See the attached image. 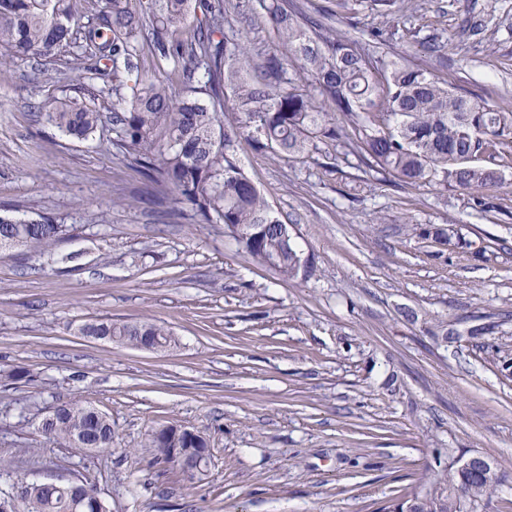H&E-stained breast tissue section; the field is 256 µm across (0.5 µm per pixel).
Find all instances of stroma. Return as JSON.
Returning a JSON list of instances; mask_svg holds the SVG:
<instances>
[{"label": "stroma", "mask_w": 512, "mask_h": 512, "mask_svg": "<svg viewBox=\"0 0 512 512\" xmlns=\"http://www.w3.org/2000/svg\"><path fill=\"white\" fill-rule=\"evenodd\" d=\"M235 2L226 33L264 56L271 27ZM288 7L512 112V0H404L389 17ZM85 84L65 54L0 67V212L69 229L45 254L0 251V370L28 373L0 380L10 476L88 480L112 512H377L481 452L502 481L477 512H512V168L482 207L401 186L331 143L288 160L240 141L237 161L307 261L284 282L174 195L138 201L111 130L78 141L44 121ZM92 319L149 320L178 344L89 339L78 328ZM69 400L111 419L110 449L43 437ZM171 424L207 440L195 476L145 446Z\"/></svg>", "instance_id": "1"}]
</instances>
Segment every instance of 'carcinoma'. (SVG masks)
<instances>
[{
  "mask_svg": "<svg viewBox=\"0 0 512 512\" xmlns=\"http://www.w3.org/2000/svg\"><path fill=\"white\" fill-rule=\"evenodd\" d=\"M364 3L388 15L397 0H337L351 9ZM259 16L275 32L286 53L271 51L250 64L242 39L224 34V0H110L96 24H83L70 0H0V63L8 57L49 56L78 42L75 54L88 79L112 70V93L119 108L108 114L87 95L58 102L46 120L77 140L112 125V147L144 179L140 199L160 201L167 190L191 207L206 224H222L251 258L273 269L283 281L299 276L302 256L266 198L234 159L244 138L260 151L297 159L320 143L339 142L346 128L358 132L354 151L366 167L396 176L410 187L456 188L481 196L503 185L501 161L512 139V113L479 107L448 88V83L405 58L386 60L360 51L354 42L329 35L289 13L283 0H259ZM175 63L174 75L185 96H172L170 83L143 79L133 58L139 38ZM318 85L332 111L315 105L303 90L285 81L288 63ZM243 115L224 122V109ZM67 227L43 220L0 215V251L16 246L39 250L63 238ZM103 333L139 347L155 340L159 348L176 345L156 323H115L96 319L79 333ZM50 441L80 451L112 447V421L80 402H63L41 425ZM146 447L156 462L182 460L190 470L200 432L187 436L177 426L152 430ZM473 479L448 468L438 493L418 494L415 512H475L462 505ZM110 512L95 484L77 479L64 486L28 482L0 496V512Z\"/></svg>",
  "mask_w": 512,
  "mask_h": 512,
  "instance_id": "carcinoma-1",
  "label": "carcinoma"
}]
</instances>
